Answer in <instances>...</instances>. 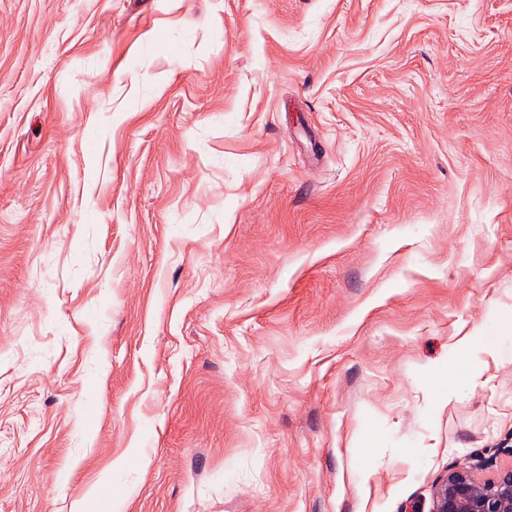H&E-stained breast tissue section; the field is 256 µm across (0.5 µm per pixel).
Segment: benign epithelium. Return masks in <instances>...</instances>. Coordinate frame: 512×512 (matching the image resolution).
Here are the masks:
<instances>
[{"label":"benign epithelium","mask_w":512,"mask_h":512,"mask_svg":"<svg viewBox=\"0 0 512 512\" xmlns=\"http://www.w3.org/2000/svg\"><path fill=\"white\" fill-rule=\"evenodd\" d=\"M431 512H512V467L488 479L448 472L435 489Z\"/></svg>","instance_id":"obj_1"}]
</instances>
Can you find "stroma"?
I'll return each mask as SVG.
<instances>
[{"mask_svg":"<svg viewBox=\"0 0 512 512\" xmlns=\"http://www.w3.org/2000/svg\"><path fill=\"white\" fill-rule=\"evenodd\" d=\"M490 337L512 0H0V512H430Z\"/></svg>","mask_w":512,"mask_h":512,"instance_id":"1","label":"stroma"}]
</instances>
